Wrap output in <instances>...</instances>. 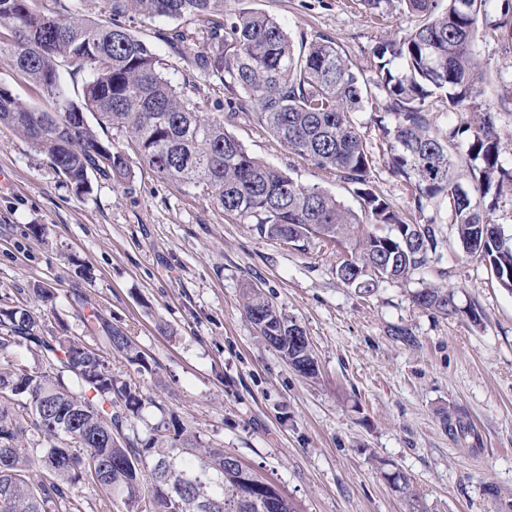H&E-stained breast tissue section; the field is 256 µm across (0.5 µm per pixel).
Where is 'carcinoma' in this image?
Returning <instances> with one entry per match:
<instances>
[{
  "label": "carcinoma",
  "mask_w": 512,
  "mask_h": 512,
  "mask_svg": "<svg viewBox=\"0 0 512 512\" xmlns=\"http://www.w3.org/2000/svg\"><path fill=\"white\" fill-rule=\"evenodd\" d=\"M111 20L76 14L65 0H0V58L34 82L53 111L28 108L0 94V125L13 127L84 193L91 177L119 184L133 163L177 185L200 187L211 206L259 234L288 243L319 240L345 254L336 271L360 295L384 281H404L429 263L442 229L409 224L370 186L371 146L360 131V112L392 119L385 128L389 174L415 189V207L446 206L448 223L470 257L487 262L512 291V237L495 223L485 198L512 188L504 168L494 114L476 126L435 127L434 99L448 113L472 108L478 79L477 21L490 0H401L417 16L401 36L375 46L372 74L353 69L335 40L293 39L273 17L241 8L224 16V0H106ZM128 13L179 22L165 40L173 49L198 39L193 54L202 73L238 87L261 122L296 155L353 186L361 213L318 186H304L250 155L226 129L243 108L230 102L219 114L202 112L164 73L163 62L121 19ZM86 74L81 94L67 78ZM127 134L122 148L100 136ZM463 162L471 184L455 170ZM244 312L256 332L295 371L308 377L316 364L302 327L260 288L243 287ZM418 307L446 316L456 311L441 288L413 293ZM90 345L45 330L24 303L0 308V353L25 348L45 367L22 362L0 368V512H82L87 486L116 512H296L280 490L222 448L180 443L172 417L142 441L134 420L145 399L112 376L109 356L135 364L142 356L123 330L98 313L84 318ZM38 443L19 446L28 432ZM395 483L424 512L413 482Z\"/></svg>",
  "instance_id": "carcinoma-1"
}]
</instances>
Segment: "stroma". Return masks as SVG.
I'll use <instances>...</instances> for the list:
<instances>
[{"instance_id":"1","label":"stroma","mask_w":512,"mask_h":512,"mask_svg":"<svg viewBox=\"0 0 512 512\" xmlns=\"http://www.w3.org/2000/svg\"><path fill=\"white\" fill-rule=\"evenodd\" d=\"M275 17L292 38L335 40L356 69L372 49L404 33L414 15L368 10L363 0H224ZM133 33L166 63L171 82L202 111L241 96L196 70L163 39L173 21L130 20ZM484 72L473 112H435V125L472 122L492 110L512 168V37L478 38ZM375 154L371 185L411 224L446 220L417 210L410 188L389 176L382 129L359 113ZM253 154L305 186L358 208L352 185L292 153L246 110L228 127ZM0 304L21 301L44 325L87 338L85 307L131 336L144 365L111 359L112 372L146 401L141 436L177 417L199 448H221L276 484L296 512H410L385 475L406 474L426 512H512V292L485 262L466 256L452 232L437 255L403 282L369 296L336 275L338 254L260 236L214 210L199 188L172 184L144 166L116 184L70 183L20 133L0 126ZM252 283L306 332L318 371L306 378L247 320L242 287ZM434 285L454 296L455 313L417 307ZM51 289L41 301L35 287ZM410 332L405 342L402 332ZM468 418L476 441L450 435Z\"/></svg>"}]
</instances>
